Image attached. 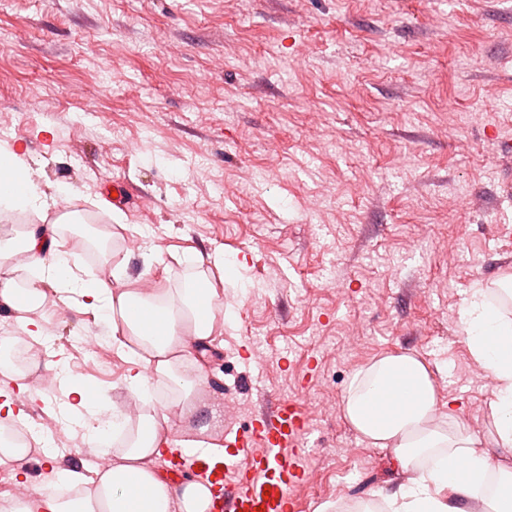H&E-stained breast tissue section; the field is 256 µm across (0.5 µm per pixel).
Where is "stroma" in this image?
I'll list each match as a JSON object with an SVG mask.
<instances>
[{"instance_id": "stroma-1", "label": "stroma", "mask_w": 512, "mask_h": 512, "mask_svg": "<svg viewBox=\"0 0 512 512\" xmlns=\"http://www.w3.org/2000/svg\"><path fill=\"white\" fill-rule=\"evenodd\" d=\"M507 140L512 0H0V141L74 208L65 223L0 214V238L51 224L84 256L93 232L108 246L86 259L92 278L165 288L195 278L185 252L223 256L195 423L220 439L261 402L295 400L322 477L294 488L296 512H359L404 482L341 410L355 371L391 353L424 361L512 472L459 320L474 284L493 304L512 274ZM59 312L31 370L0 348V391L27 388L0 425L53 433L65 453L89 438L63 417L58 364L96 409L132 397L96 317Z\"/></svg>"}]
</instances>
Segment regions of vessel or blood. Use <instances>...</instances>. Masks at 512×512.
Here are the masks:
<instances>
[{"label":"vessel or blood","mask_w":512,"mask_h":512,"mask_svg":"<svg viewBox=\"0 0 512 512\" xmlns=\"http://www.w3.org/2000/svg\"><path fill=\"white\" fill-rule=\"evenodd\" d=\"M307 427L300 405L279 399L226 438L223 460L196 454L193 471L210 491L209 512H294L291 491L307 476L299 450Z\"/></svg>","instance_id":"1"}]
</instances>
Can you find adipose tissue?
<instances>
[{"mask_svg": "<svg viewBox=\"0 0 512 512\" xmlns=\"http://www.w3.org/2000/svg\"><path fill=\"white\" fill-rule=\"evenodd\" d=\"M55 203L30 179L23 154L15 146L1 144L0 211L42 214ZM18 251L26 253V266L40 284L17 288L13 269L2 270L0 304L16 311L17 324L31 336L44 333L30 313L46 302L45 285L54 287L63 304L75 302L93 314L130 363L125 381L141 409L134 422L118 412L102 419L75 379L64 376L68 393L77 398L70 406L72 420L88 429L92 452L111 455L112 464L99 475L92 498L65 502L56 482L37 486L38 512H208L210 496L204 484L169 483L147 462L177 446L189 453L219 450L217 443L204 439L175 440L166 414L155 407L153 393L154 380H168L178 392L174 405L181 417L188 421L196 417V391L206 380L199 372H187L186 366L204 354L216 331L212 309L216 289L194 281L172 292L89 279L73 253L33 231L20 242L0 240V258ZM459 318L471 355L497 381L489 404L497 445L512 449V317L493 309L485 288L479 286L462 303ZM387 390L394 397L389 404H380L377 397ZM342 410L368 445L389 450L397 468L408 475L396 492L385 497L390 512H462L463 506L479 502L487 512H512V473L500 478L494 493H487L492 469L487 450L464 425L451 432L441 428L447 405L440 400L427 366L414 355L388 354L356 371ZM112 431L128 432L124 447H112L108 437ZM426 454L432 455V464L419 467L420 456Z\"/></svg>", "mask_w": 512, "mask_h": 512, "instance_id": "obj_1", "label": "adipose tissue"}]
</instances>
